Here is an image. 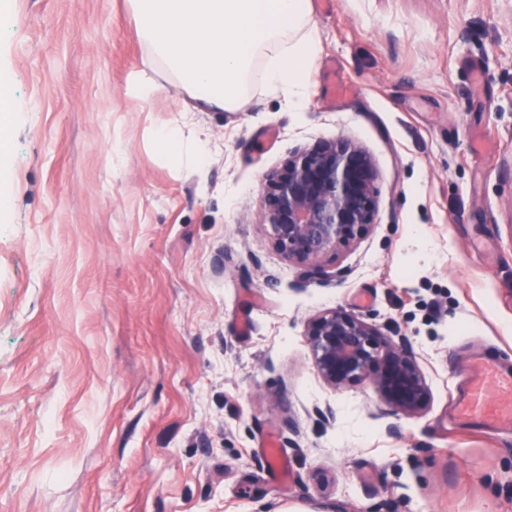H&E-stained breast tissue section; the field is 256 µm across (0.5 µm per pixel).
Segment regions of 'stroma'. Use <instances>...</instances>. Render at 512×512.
I'll return each mask as SVG.
<instances>
[{"label": "stroma", "mask_w": 512, "mask_h": 512, "mask_svg": "<svg viewBox=\"0 0 512 512\" xmlns=\"http://www.w3.org/2000/svg\"><path fill=\"white\" fill-rule=\"evenodd\" d=\"M11 2L0 512H512V427L457 410L473 364L512 374V0H312L306 107L257 73L236 112L153 63L129 0ZM339 135L378 215L318 278L263 185ZM337 306L408 339L424 411L324 383L305 330Z\"/></svg>", "instance_id": "obj_1"}]
</instances>
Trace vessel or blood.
I'll use <instances>...</instances> for the list:
<instances>
[{
  "instance_id": "obj_1",
  "label": "vessel or blood",
  "mask_w": 512,
  "mask_h": 512,
  "mask_svg": "<svg viewBox=\"0 0 512 512\" xmlns=\"http://www.w3.org/2000/svg\"><path fill=\"white\" fill-rule=\"evenodd\" d=\"M460 411L464 418L487 423L512 421V375L483 365L475 366Z\"/></svg>"
}]
</instances>
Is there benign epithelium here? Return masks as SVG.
Instances as JSON below:
<instances>
[{
  "label": "benign epithelium",
  "mask_w": 512,
  "mask_h": 512,
  "mask_svg": "<svg viewBox=\"0 0 512 512\" xmlns=\"http://www.w3.org/2000/svg\"><path fill=\"white\" fill-rule=\"evenodd\" d=\"M379 205L378 170L372 155L339 135L289 152L267 175L261 224L286 259L327 277L336 255L364 236ZM306 336L313 364L334 389L369 383L394 414L426 408L430 392L409 341L341 307L310 319Z\"/></svg>",
  "instance_id": "7a95c632"
}]
</instances>
